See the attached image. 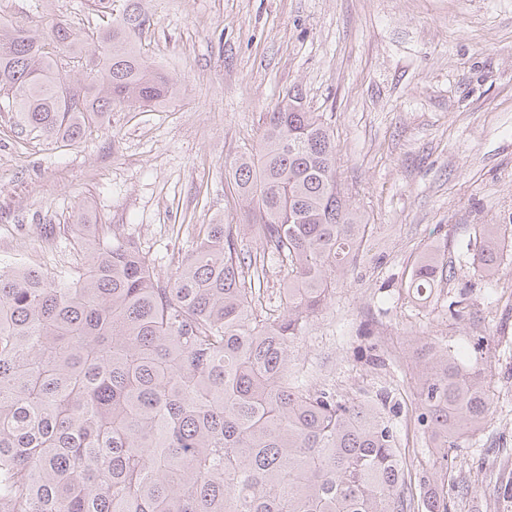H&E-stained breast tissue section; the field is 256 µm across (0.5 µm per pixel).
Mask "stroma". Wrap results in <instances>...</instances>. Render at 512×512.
Listing matches in <instances>:
<instances>
[{"label": "stroma", "instance_id": "stroma-1", "mask_svg": "<svg viewBox=\"0 0 512 512\" xmlns=\"http://www.w3.org/2000/svg\"><path fill=\"white\" fill-rule=\"evenodd\" d=\"M136 41L181 95L114 107L81 143L17 133L0 112V263L72 267L77 219L104 224L167 279L205 224L242 227L231 166L255 151L288 90L322 114L368 236L292 349L309 383L350 400L389 395L415 512H512V247L480 276L479 228L512 231V0H148ZM0 18L91 31L90 0H0ZM437 247L455 270L424 301L406 288ZM450 345L484 368L495 406L436 475L416 423L419 348Z\"/></svg>", "mask_w": 512, "mask_h": 512}]
</instances>
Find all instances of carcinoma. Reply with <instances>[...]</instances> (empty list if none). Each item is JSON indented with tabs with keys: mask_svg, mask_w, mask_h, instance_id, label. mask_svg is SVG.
I'll return each mask as SVG.
<instances>
[{
	"mask_svg": "<svg viewBox=\"0 0 512 512\" xmlns=\"http://www.w3.org/2000/svg\"><path fill=\"white\" fill-rule=\"evenodd\" d=\"M83 36L0 21V110L20 131L77 144L114 106L159 107L178 80L135 36L143 0H94ZM231 187L264 247L288 265L276 308H259L240 225L208 224L167 281L129 239L96 235L64 274L0 271V512H407L396 433L370 401L307 384L290 347L356 262L367 225L342 199L334 137L297 90L265 114ZM480 268L498 272L505 234L480 230ZM437 250L412 266L427 300ZM421 426L448 450L494 408L485 371L451 348L421 366Z\"/></svg>",
	"mask_w": 512,
	"mask_h": 512,
	"instance_id": "obj_1",
	"label": "carcinoma"
}]
</instances>
